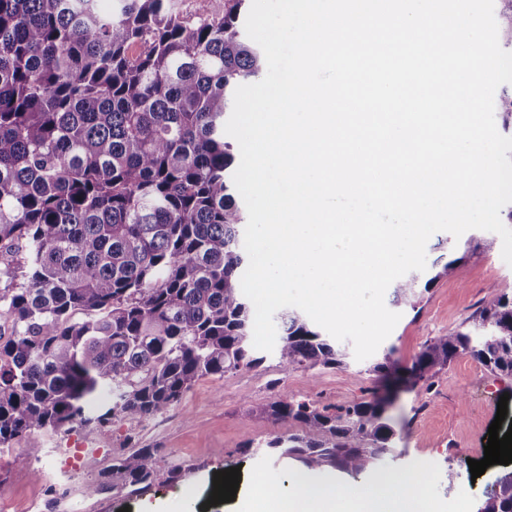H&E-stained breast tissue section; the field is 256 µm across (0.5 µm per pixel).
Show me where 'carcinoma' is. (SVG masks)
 <instances>
[{"instance_id": "carcinoma-1", "label": "carcinoma", "mask_w": 512, "mask_h": 512, "mask_svg": "<svg viewBox=\"0 0 512 512\" xmlns=\"http://www.w3.org/2000/svg\"><path fill=\"white\" fill-rule=\"evenodd\" d=\"M171 2L113 0L104 13L99 0H0V309L15 326L0 336L1 446L76 422L155 416L198 380L263 361L240 285V156L224 127L264 54L242 30L247 0L197 19ZM466 257L397 279L395 302L416 309ZM76 310L91 317L74 322ZM280 322L283 369L345 365L346 351L301 313ZM465 353L512 378V291L493 289L406 372L426 385ZM371 371L401 368L386 353ZM385 413L377 393L332 410L284 398L259 411L295 427L267 447L310 472L351 475L391 451ZM159 453L131 447L100 485L139 492L177 480L182 470H159ZM477 512H512V470Z\"/></svg>"}]
</instances>
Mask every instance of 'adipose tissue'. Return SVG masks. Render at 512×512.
<instances>
[{
    "instance_id": "adipose-tissue-1",
    "label": "adipose tissue",
    "mask_w": 512,
    "mask_h": 512,
    "mask_svg": "<svg viewBox=\"0 0 512 512\" xmlns=\"http://www.w3.org/2000/svg\"><path fill=\"white\" fill-rule=\"evenodd\" d=\"M238 512H437V507L416 493L397 494L386 480L340 492L331 482L303 478L293 492L275 496L266 483L255 484L240 499Z\"/></svg>"
}]
</instances>
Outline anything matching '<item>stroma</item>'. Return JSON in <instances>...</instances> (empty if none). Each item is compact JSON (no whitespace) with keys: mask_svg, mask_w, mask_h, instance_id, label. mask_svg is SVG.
<instances>
[{"mask_svg":"<svg viewBox=\"0 0 512 512\" xmlns=\"http://www.w3.org/2000/svg\"><path fill=\"white\" fill-rule=\"evenodd\" d=\"M512 290V266L500 247L467 258L454 278L437 281L425 292L419 311L401 308V318L379 353L410 365L424 342L460 325L489 301L493 289ZM373 359H349L342 368L282 369L275 353L259 367L200 379L166 412L140 421L118 420L96 428L43 429L32 438L0 446V512H142L146 504L174 503L179 512H231L222 503L208 506L215 472L240 467V489L261 480L289 482L300 463L271 454L268 440L287 427L259 420L254 411L280 398L313 402L317 407L370 399L380 382ZM512 395V378L493 375L463 354L440 372L431 388L400 385L387 410L394 430L393 449L359 475L333 468L323 478L355 488L375 483L417 480L438 512H448L453 492L468 487L465 512H476L501 473V465L472 477L469 460L484 457L488 428L503 394ZM159 449L158 467L181 468L175 482L149 490H96L101 470L128 448ZM249 453H240L244 442ZM40 452L28 464L18 459L31 443Z\"/></svg>","mask_w":512,"mask_h":512,"instance_id":"stroma-1","label":"stroma"}]
</instances>
